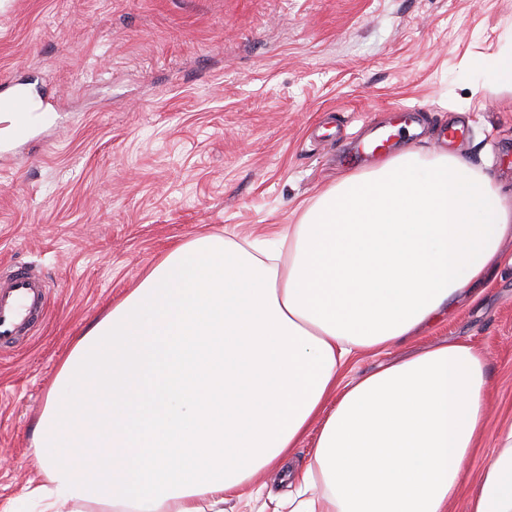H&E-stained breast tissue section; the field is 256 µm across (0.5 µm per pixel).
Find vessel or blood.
Instances as JSON below:
<instances>
[{
	"label": "vessel or blood",
	"instance_id": "b4317fda",
	"mask_svg": "<svg viewBox=\"0 0 512 512\" xmlns=\"http://www.w3.org/2000/svg\"><path fill=\"white\" fill-rule=\"evenodd\" d=\"M36 106L20 90L0 91V113H9L19 132H27ZM50 294L42 278L29 267L0 273V351L32 336L46 315Z\"/></svg>",
	"mask_w": 512,
	"mask_h": 512
}]
</instances>
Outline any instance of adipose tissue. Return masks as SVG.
I'll list each match as a JSON object with an SVG mask.
<instances>
[{"instance_id": "ef3b65f1", "label": "adipose tissue", "mask_w": 512, "mask_h": 512, "mask_svg": "<svg viewBox=\"0 0 512 512\" xmlns=\"http://www.w3.org/2000/svg\"><path fill=\"white\" fill-rule=\"evenodd\" d=\"M512 209L448 153H382L260 240L194 237L80 336L60 370L95 399L48 398L31 455L39 512H224L281 473L291 512H512V425L487 436L483 354L454 342L359 377L344 367L434 326L512 266ZM98 451L95 475L61 449ZM318 427L303 468L292 460Z\"/></svg>"}]
</instances>
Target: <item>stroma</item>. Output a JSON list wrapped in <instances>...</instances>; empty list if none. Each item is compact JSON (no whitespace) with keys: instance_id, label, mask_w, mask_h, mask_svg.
Masks as SVG:
<instances>
[{"instance_id":"obj_1","label":"stroma","mask_w":512,"mask_h":512,"mask_svg":"<svg viewBox=\"0 0 512 512\" xmlns=\"http://www.w3.org/2000/svg\"><path fill=\"white\" fill-rule=\"evenodd\" d=\"M512 44V0H0V83L54 124L0 147V269L51 287L36 334L0 353V503L38 480L33 430L76 339L153 263L204 233L263 236L392 137L484 166L512 208V85L478 69ZM463 126L449 138L453 126ZM464 341L490 377L489 432L512 423V271L356 377ZM227 512H277L280 476Z\"/></svg>"}]
</instances>
